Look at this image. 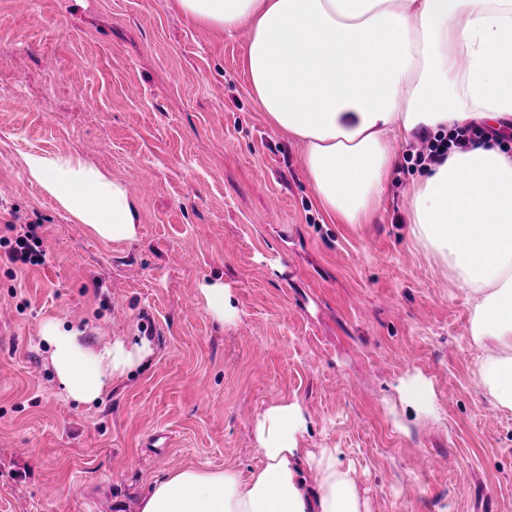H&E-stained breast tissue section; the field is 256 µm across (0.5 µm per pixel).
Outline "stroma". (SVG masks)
Instances as JSON below:
<instances>
[{"mask_svg": "<svg viewBox=\"0 0 512 512\" xmlns=\"http://www.w3.org/2000/svg\"><path fill=\"white\" fill-rule=\"evenodd\" d=\"M246 43L173 0H0V227L43 224L45 252L0 267V512H133L173 468L248 471L254 422L284 399L305 411L299 447L339 449L372 512H512V410L474 384L467 296L409 233L411 172L398 162L369 223H331L302 144L255 105ZM57 150L127 184L135 241L98 239L29 180L25 156ZM217 278L222 324L199 292ZM50 318L154 355L76 402ZM417 373L434 411L416 418L396 387ZM199 289L204 297L207 313L212 319L224 323L225 319L234 315L230 289L224 285V281L203 283Z\"/></svg>", "mask_w": 512, "mask_h": 512, "instance_id": "obj_1", "label": "stroma"}]
</instances>
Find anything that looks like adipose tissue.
I'll return each mask as SVG.
<instances>
[{
    "label": "adipose tissue",
    "mask_w": 512,
    "mask_h": 512,
    "mask_svg": "<svg viewBox=\"0 0 512 512\" xmlns=\"http://www.w3.org/2000/svg\"><path fill=\"white\" fill-rule=\"evenodd\" d=\"M184 20L246 31L244 71L257 108L304 147L317 204L337 224H363L383 205L395 145L470 124L512 127V0H175ZM27 172L76 223L131 242L138 211L127 185L74 153H31ZM415 242L470 303L482 355L473 380L512 409V152L495 143L451 149L411 179ZM51 364L70 398L91 403L147 361V339L85 347L52 319ZM299 403L268 406L254 425L258 466L177 467L153 479L137 512H371L352 464L335 448L298 446ZM316 475L307 490L303 470Z\"/></svg>",
    "instance_id": "obj_1"
}]
</instances>
